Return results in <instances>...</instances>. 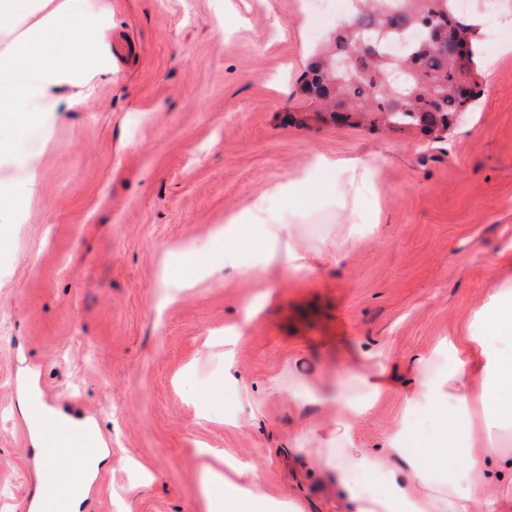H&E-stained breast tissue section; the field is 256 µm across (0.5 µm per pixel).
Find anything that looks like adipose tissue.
I'll list each match as a JSON object with an SVG mask.
<instances>
[{"label": "adipose tissue", "instance_id": "1", "mask_svg": "<svg viewBox=\"0 0 512 512\" xmlns=\"http://www.w3.org/2000/svg\"><path fill=\"white\" fill-rule=\"evenodd\" d=\"M84 16L73 0H0V33L9 43L0 51V160H16L18 172L0 192V208H19L32 195L36 171L27 163L32 153V126L57 111L51 90L73 75L97 67L95 43L86 37ZM342 180L348 203L359 210L375 194L376 168L362 157H317L300 177L270 187L268 196L289 211L309 202L318 185ZM455 364L441 367L433 356L416 361L418 380L407 406L424 405L428 412L451 410L463 426V444L437 448L416 458L405 446V429L397 427L380 452H350V415L362 414L387 393L384 367L371 357L349 360L345 384L332 396L338 410L329 432L330 453L319 457L317 473H331L343 492L344 512H512V496L492 485L489 457H512V278L491 289L474 311L465 335L448 339ZM44 429L32 443L48 464L63 451L49 447L48 433L84 434L91 425L67 415L47 412ZM222 469H208L207 481L223 486V498L204 493L206 512L223 506L261 500L253 467L233 457ZM458 468L462 480H439L440 468Z\"/></svg>", "mask_w": 512, "mask_h": 512}]
</instances>
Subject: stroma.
Here are the masks:
<instances>
[{"mask_svg": "<svg viewBox=\"0 0 512 512\" xmlns=\"http://www.w3.org/2000/svg\"><path fill=\"white\" fill-rule=\"evenodd\" d=\"M105 14L92 39L106 70L95 90L62 85L60 112L34 133L38 178L26 207L0 209V512H27L40 473L26 402L96 420L107 457L81 512H204L208 455L255 465L267 505L338 512L333 479L310 477L288 450L305 423L333 422L340 364L368 352L390 393L358 418L354 448L408 423L407 446L455 447L454 416L406 414L413 357L464 335L507 274L512 246V23L480 45L474 111L433 139L315 111L298 92L311 51L352 0H76ZM361 156L377 169L379 222L337 247L341 184L288 214L266 188L317 156ZM264 202L302 245L339 251L311 273L251 245L213 238ZM201 271L166 292L188 259ZM255 265L257 276L239 273ZM232 358L239 385L224 382ZM317 393L288 392L292 378ZM252 415L250 428L231 425Z\"/></svg>", "mask_w": 512, "mask_h": 512, "instance_id": "stroma-1", "label": "stroma"}]
</instances>
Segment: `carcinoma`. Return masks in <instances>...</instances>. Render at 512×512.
Returning a JSON list of instances; mask_svg holds the SVG:
<instances>
[{"label":"carcinoma","instance_id":"cac0c4a2","mask_svg":"<svg viewBox=\"0 0 512 512\" xmlns=\"http://www.w3.org/2000/svg\"><path fill=\"white\" fill-rule=\"evenodd\" d=\"M459 0H354L356 23L341 25L317 50L303 74L301 91L326 112L340 103L352 115L393 128H417L423 133L448 130L451 116L470 112L480 95L477 18L463 13ZM423 24L431 25L429 38L415 43L405 61L407 82L388 84L392 64L365 52L381 31L398 37ZM446 42L466 49L472 88L464 93L456 82L461 56L444 53ZM352 50L359 58L350 74L335 69L336 58Z\"/></svg>","mask_w":512,"mask_h":512}]
</instances>
